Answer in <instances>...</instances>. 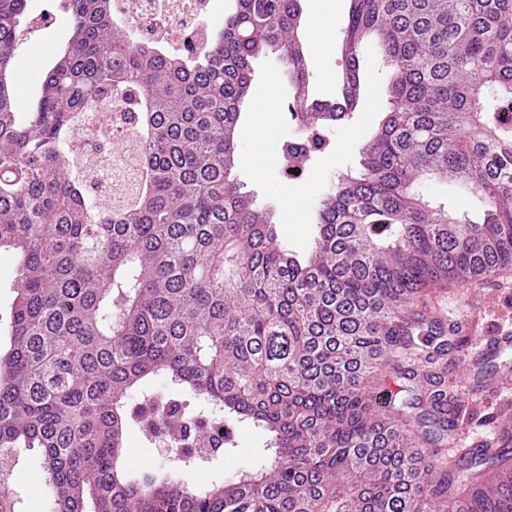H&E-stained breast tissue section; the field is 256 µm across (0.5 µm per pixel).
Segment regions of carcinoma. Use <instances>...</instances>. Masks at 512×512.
<instances>
[{"label": "carcinoma", "mask_w": 512, "mask_h": 512, "mask_svg": "<svg viewBox=\"0 0 512 512\" xmlns=\"http://www.w3.org/2000/svg\"><path fill=\"white\" fill-rule=\"evenodd\" d=\"M112 2L59 0L67 34L22 103L28 0H0V249L20 269L0 353V481L35 449L51 512H512V443L444 453L459 443L448 421L380 403L375 376L382 363L431 381L411 330L437 289L512 269V0H347L324 100L300 0H235L177 49ZM368 40L391 66L382 118L300 256L233 174L252 62L288 65L303 135L286 152L303 166L357 108ZM110 103L132 148L104 191L83 150L112 153L107 115L87 119ZM432 178L451 182L456 209L424 194ZM159 375L171 395L130 403ZM245 421L273 453L229 480L125 467L132 425L148 440L180 426L190 468Z\"/></svg>", "instance_id": "1"}]
</instances>
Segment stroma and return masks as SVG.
Returning <instances> with one entry per match:
<instances>
[{
    "label": "stroma",
    "instance_id": "obj_1",
    "mask_svg": "<svg viewBox=\"0 0 512 512\" xmlns=\"http://www.w3.org/2000/svg\"><path fill=\"white\" fill-rule=\"evenodd\" d=\"M67 26V21L62 20L48 31L33 26L25 30L16 85L20 99H29L38 86L42 76L40 65L47 62L53 48L65 36ZM361 65L365 89L363 105L352 119L327 131L325 149L312 156L302 180L288 179L278 163L270 158L265 161L263 179H255L246 167L237 169L239 181L253 194L256 206L273 214L277 233L289 250L301 253L311 247L317 235L316 207L319 201L342 176L359 170L360 151L378 126L381 114L377 105L386 98L388 68L375 43H368L363 48ZM253 70L252 91H259L268 77H275L277 81L276 112L268 132V148L298 138L300 131L288 111L292 96L285 79V64L271 54L254 60ZM298 192L304 194L307 209L303 223L292 224L286 219L285 200ZM432 316L452 343L443 376L460 402L457 424L473 444L489 435L500 409L512 402V388L494 384L468 386L463 382L465 355L479 351L486 339L499 329L512 328V273L440 294ZM266 441V435L251 424H237L233 430V447L219 462L193 472L192 480H226L240 470L263 462L267 455ZM10 483L27 491L21 512H47L46 487L37 452L25 455L23 463L15 468Z\"/></svg>",
    "mask_w": 512,
    "mask_h": 512
}]
</instances>
